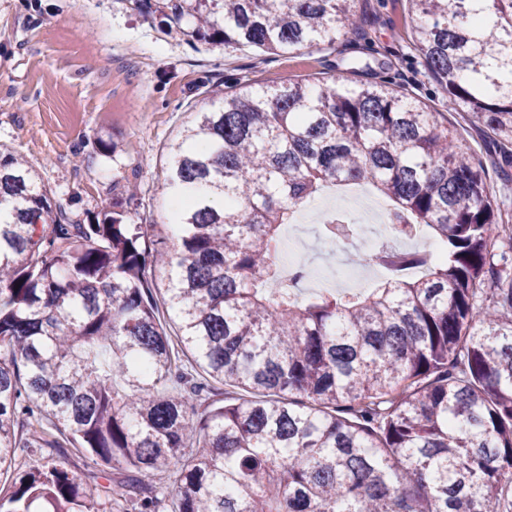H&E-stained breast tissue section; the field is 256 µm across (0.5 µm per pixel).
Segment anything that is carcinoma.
<instances>
[{"label": "carcinoma", "mask_w": 512, "mask_h": 512, "mask_svg": "<svg viewBox=\"0 0 512 512\" xmlns=\"http://www.w3.org/2000/svg\"><path fill=\"white\" fill-rule=\"evenodd\" d=\"M358 2L137 0L194 47L270 55L359 33ZM408 2L448 100L512 140V0ZM201 87L210 107L164 154L174 248L128 223L132 196L74 221L0 145V476L18 452L67 440L131 471L109 496L138 494L140 512L161 497L168 512H499L512 239L498 243L482 161L393 82ZM359 180L389 200L397 235L428 233L437 254L362 252L385 268L380 285L303 303L304 266L281 287V227ZM169 470L170 493L143 481ZM97 497L61 459L0 479V512H99Z\"/></svg>", "instance_id": "1"}]
</instances>
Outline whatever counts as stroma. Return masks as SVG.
Segmentation results:
<instances>
[{
	"instance_id": "1",
	"label": "stroma",
	"mask_w": 512,
	"mask_h": 512,
	"mask_svg": "<svg viewBox=\"0 0 512 512\" xmlns=\"http://www.w3.org/2000/svg\"><path fill=\"white\" fill-rule=\"evenodd\" d=\"M360 9L361 34L337 49L274 57L247 46L191 47L183 36L161 32L134 0H39L34 10L21 0H0V142L26 158L80 221L120 198L121 185H134L129 222L172 244L162 153L208 108V95L196 89L200 78L258 86L354 72L369 83L395 80L444 112L488 168L502 215L511 216L512 165L493 152L490 135L449 107L431 79L414 45L417 18L407 0H361ZM99 137L114 141L115 153L101 154ZM373 234V225H364L360 238L330 250L312 218L298 239L285 240L280 257L306 265L301 295L308 298L312 281L352 268Z\"/></svg>"
}]
</instances>
